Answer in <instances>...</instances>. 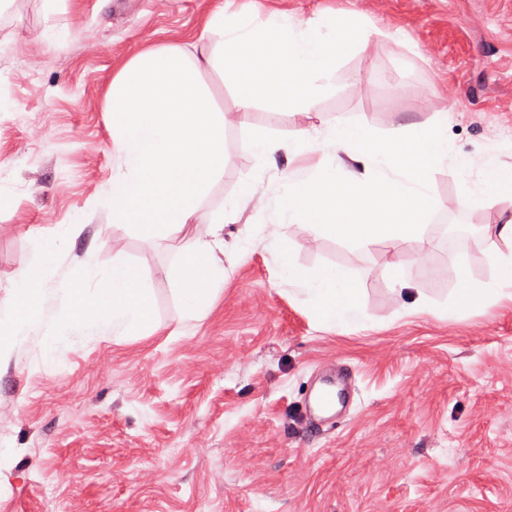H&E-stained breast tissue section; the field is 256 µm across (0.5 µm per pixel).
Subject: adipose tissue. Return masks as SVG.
<instances>
[{"label": "adipose tissue", "instance_id": "obj_1", "mask_svg": "<svg viewBox=\"0 0 512 512\" xmlns=\"http://www.w3.org/2000/svg\"><path fill=\"white\" fill-rule=\"evenodd\" d=\"M364 27L332 16L293 22L288 18L252 24L212 11L198 42L166 44L134 54L113 76L105 96L112 123V183L103 204L115 229L136 230L144 240H182L173 279L182 315H207L224 284V219L210 217L201 203L224 172L225 118L207 83L216 73L230 84L240 114L259 101L274 112L314 111L330 85L338 60L366 48ZM209 221V237L189 235L191 225ZM496 266L490 280L471 282L461 272L458 300L512 303V213H503L486 233ZM283 280L302 287L320 320L337 326L362 322L361 288L344 269H299L279 248ZM75 324L121 339L154 334V304L138 267L113 262L106 275L86 267L65 290ZM0 315V358L41 316L37 269L19 276Z\"/></svg>", "mask_w": 512, "mask_h": 512}]
</instances>
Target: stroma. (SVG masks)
<instances>
[{
  "label": "stroma",
  "instance_id": "1",
  "mask_svg": "<svg viewBox=\"0 0 512 512\" xmlns=\"http://www.w3.org/2000/svg\"><path fill=\"white\" fill-rule=\"evenodd\" d=\"M255 20L350 16L372 32L341 57L316 111L266 106L240 119L235 92L206 77L226 117L224 174L207 212L224 223V287L198 320L179 313L181 243L113 232L108 83L137 50L195 40L208 14ZM448 115V152L474 171L512 167V0H0V309L39 265V322L0 361V512H512V304L458 301L459 264L495 273L484 238L512 200L468 207L453 167L422 242L354 247L289 224L270 200L284 171L333 164L277 151L257 165L249 127L284 142L310 125L375 132ZM266 204L240 198L243 178ZM276 236L306 271L346 269L363 324L329 327L280 277ZM53 241L39 260L34 237ZM136 265L160 330L115 340L73 327L62 292L86 265ZM398 266L430 311L388 279ZM53 362L44 343L60 327ZM351 379L346 410L308 405L326 374Z\"/></svg>",
  "mask_w": 512,
  "mask_h": 512
}]
</instances>
